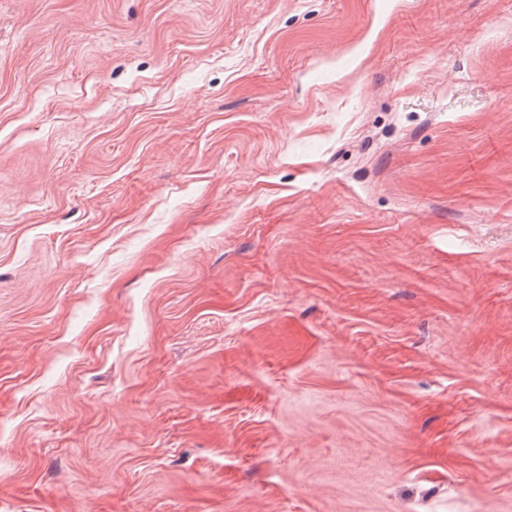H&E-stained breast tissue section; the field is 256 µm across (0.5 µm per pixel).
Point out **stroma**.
I'll return each mask as SVG.
<instances>
[{
    "label": "stroma",
    "mask_w": 512,
    "mask_h": 512,
    "mask_svg": "<svg viewBox=\"0 0 512 512\" xmlns=\"http://www.w3.org/2000/svg\"><path fill=\"white\" fill-rule=\"evenodd\" d=\"M0 512H512V0H0Z\"/></svg>",
    "instance_id": "obj_1"
}]
</instances>
